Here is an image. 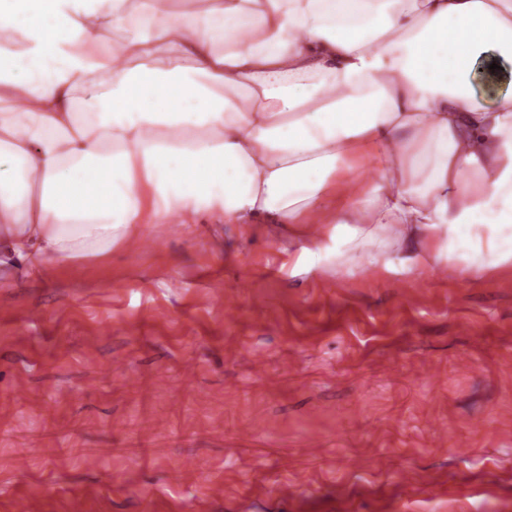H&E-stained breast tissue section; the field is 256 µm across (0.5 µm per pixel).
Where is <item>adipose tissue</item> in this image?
<instances>
[{"label": "adipose tissue", "mask_w": 512, "mask_h": 512, "mask_svg": "<svg viewBox=\"0 0 512 512\" xmlns=\"http://www.w3.org/2000/svg\"><path fill=\"white\" fill-rule=\"evenodd\" d=\"M489 55L512 65V0H0V269L104 257L170 216L281 225L296 273L510 269L512 90L478 97Z\"/></svg>", "instance_id": "adipose-tissue-1"}]
</instances>
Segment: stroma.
<instances>
[{"label":"stroma","instance_id":"1","mask_svg":"<svg viewBox=\"0 0 512 512\" xmlns=\"http://www.w3.org/2000/svg\"><path fill=\"white\" fill-rule=\"evenodd\" d=\"M298 251L166 220L0 279V512H512V269Z\"/></svg>","mask_w":512,"mask_h":512}]
</instances>
